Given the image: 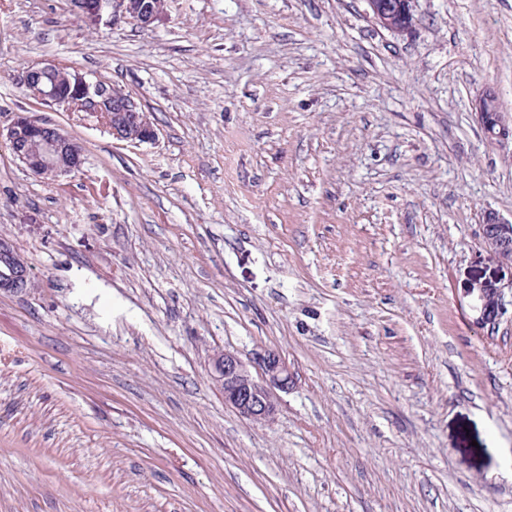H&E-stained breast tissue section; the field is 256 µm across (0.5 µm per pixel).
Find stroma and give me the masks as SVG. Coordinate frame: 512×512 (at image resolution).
Returning a JSON list of instances; mask_svg holds the SVG:
<instances>
[{
    "label": "stroma",
    "instance_id": "stroma-1",
    "mask_svg": "<svg viewBox=\"0 0 512 512\" xmlns=\"http://www.w3.org/2000/svg\"><path fill=\"white\" fill-rule=\"evenodd\" d=\"M167 0L89 29L68 0H0V124L81 142L56 183L0 142V512H512V308L463 289L512 219V0ZM52 62L121 89L155 141L34 99ZM278 351L275 419L224 403L221 349ZM367 11L380 27L397 34L408 36L413 33L415 20L411 0H365ZM474 109L476 121L488 138L499 142L510 138L512 141V124L506 121L495 91L483 92L475 100ZM481 235L490 258L501 267L512 269V220L494 209L481 213ZM28 265L21 260L13 245L0 239V292L21 293L34 288ZM463 290L474 314L473 322L479 326L494 325L501 319L507 310V295L512 304V278H474Z\"/></svg>",
    "mask_w": 512,
    "mask_h": 512
}]
</instances>
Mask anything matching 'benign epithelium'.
<instances>
[{"instance_id": "1", "label": "benign epithelium", "mask_w": 512, "mask_h": 512, "mask_svg": "<svg viewBox=\"0 0 512 512\" xmlns=\"http://www.w3.org/2000/svg\"><path fill=\"white\" fill-rule=\"evenodd\" d=\"M367 11L380 27L408 36L413 33L415 20L412 0H365ZM73 9L90 29L120 22L140 27L152 25L162 12L152 0H74ZM57 68L52 63H37L21 74V84L28 88L39 83L43 74ZM39 101L64 112H85L102 118L112 138L131 144L150 142L156 130L141 106L130 96L74 69L62 88H47L39 92ZM475 118L488 138L499 142L512 139V124L499 107L495 91L483 92L474 104ZM39 138L40 152L31 153L30 143ZM0 140L6 142L12 154L34 175L56 182L81 169L84 151L80 142L55 125L44 123L31 112H16L10 122L0 125ZM481 235L490 258L501 267L512 269V220L494 209L481 213ZM34 287L28 265L21 260L13 245L0 239V292L21 293ZM465 297L479 326L496 324L506 312V296L512 297V279L474 278L464 289ZM211 375L224 391V404L240 417L266 424L278 412L279 393L295 385V376L288 362L276 351L261 349L248 359L229 349L213 354Z\"/></svg>"}]
</instances>
